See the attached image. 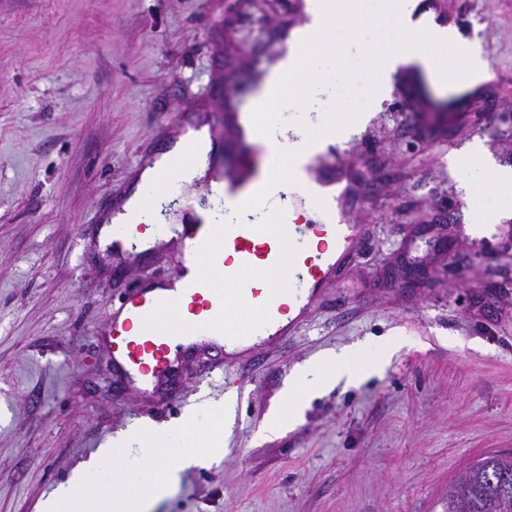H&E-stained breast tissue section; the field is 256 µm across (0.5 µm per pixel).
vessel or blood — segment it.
<instances>
[{"mask_svg": "<svg viewBox=\"0 0 512 512\" xmlns=\"http://www.w3.org/2000/svg\"><path fill=\"white\" fill-rule=\"evenodd\" d=\"M321 187L313 174H306L299 193L280 201L279 212L287 220L280 241L268 237L257 224L226 226L220 240L210 237L205 225H178L174 243L223 269L224 279L215 281L209 274L191 272L184 265L163 281L149 280L133 288L109 326L113 367L128 363L146 376L168 369L176 338L156 329L154 321L163 312L178 313L184 326L201 323L227 339H235V327L221 321L224 285L228 282L240 284L244 302L261 315L273 311L287 314L290 304L283 302L280 290L269 285L265 274L291 269L297 290L306 294V305H313L315 289L343 270L352 242L361 235L355 224L289 223V216L297 213L304 199L320 197ZM231 193L246 213L262 208L271 199L270 194L240 187L232 188Z\"/></svg>", "mask_w": 512, "mask_h": 512, "instance_id": "1", "label": "vessel or blood"}]
</instances>
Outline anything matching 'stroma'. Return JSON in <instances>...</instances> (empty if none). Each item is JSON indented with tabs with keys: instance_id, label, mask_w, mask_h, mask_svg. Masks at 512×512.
Instances as JSON below:
<instances>
[{
	"instance_id": "stroma-1",
	"label": "stroma",
	"mask_w": 512,
	"mask_h": 512,
	"mask_svg": "<svg viewBox=\"0 0 512 512\" xmlns=\"http://www.w3.org/2000/svg\"><path fill=\"white\" fill-rule=\"evenodd\" d=\"M430 13L482 45L488 75L441 94L403 70L371 101L362 69L340 92L371 114L314 161L345 170L338 213L364 228L344 276L292 332L231 351L201 343L170 381L135 386L109 366L107 324L124 293L183 255L164 240L132 261L102 230L192 128L223 151L179 195L204 207L211 183L260 170L233 117L304 0H0V512H39L141 423L178 444L204 427L221 446L149 512H444L474 462L512 453V218L467 233L447 163L478 139L512 166V0H432ZM365 341L397 349L268 432L299 366Z\"/></svg>"
}]
</instances>
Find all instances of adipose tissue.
Returning <instances> with one entry per match:
<instances>
[{"label":"adipose tissue","mask_w":512,"mask_h":512,"mask_svg":"<svg viewBox=\"0 0 512 512\" xmlns=\"http://www.w3.org/2000/svg\"><path fill=\"white\" fill-rule=\"evenodd\" d=\"M416 6V0H378L371 12L364 0H305L302 25L242 121L248 140L260 146L266 169L276 172L277 191L293 192L314 156L336 139H351L368 122V112L345 106L333 94L359 67L372 74L365 87L371 100L389 96L404 68L418 70L435 91L455 89L486 74L488 63L477 44L459 46L454 29L418 13ZM285 99L296 100L294 116L277 112ZM448 168L458 176L465 196H473L480 185L499 192L494 211L472 214L469 234L483 236L486 224L512 217V166L496 163L481 142L450 152ZM197 173L196 158L169 151L142 173L129 210L118 216V223L138 216L148 225L144 242H153L160 215L149 209L150 192L170 191ZM385 361L381 355L362 362L353 350L342 349L304 364L283 395L285 410L275 413L274 425H281L283 417H297L310 393L342 380L357 382L380 370ZM145 447L154 448L153 461L143 458ZM116 448L122 449L121 457L113 456ZM198 461L194 451L173 450L165 435L145 429L121 433L101 449L90 469L77 471L58 487L42 512H146L149 503L174 487L184 467Z\"/></svg>","instance_id":"obj_1"}]
</instances>
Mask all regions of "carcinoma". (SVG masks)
<instances>
[{
	"instance_id": "carcinoma-1",
	"label": "carcinoma",
	"mask_w": 512,
	"mask_h": 512,
	"mask_svg": "<svg viewBox=\"0 0 512 512\" xmlns=\"http://www.w3.org/2000/svg\"><path fill=\"white\" fill-rule=\"evenodd\" d=\"M512 461L489 454L473 464L448 490L446 512H512Z\"/></svg>"
}]
</instances>
